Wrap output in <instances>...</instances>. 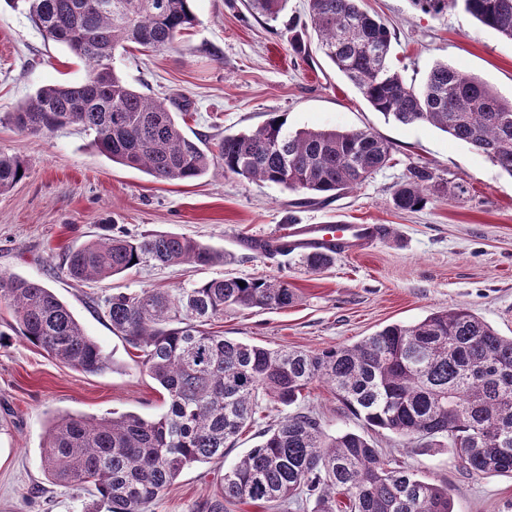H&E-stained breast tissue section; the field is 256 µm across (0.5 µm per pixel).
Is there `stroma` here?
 <instances>
[{
    "label": "stroma",
    "mask_w": 512,
    "mask_h": 512,
    "mask_svg": "<svg viewBox=\"0 0 512 512\" xmlns=\"http://www.w3.org/2000/svg\"><path fill=\"white\" fill-rule=\"evenodd\" d=\"M362 6L389 26L392 59L407 81L421 83L434 62L445 61L512 98V40L459 9L433 17L411 0H363ZM193 12L196 23L177 49L133 48L114 60L132 86L187 102L178 118L187 134L214 141L277 116L290 132L371 131L392 144V160L354 191L310 200L220 170L188 183L161 182L113 163L75 126L47 137L19 134L4 116L41 86L82 81L86 67L66 47L46 41L24 11L0 0V153L28 162L26 177L0 193V273L52 288L114 362L90 374L22 337L0 341V512H82L89 501V492L56 485L45 472L43 446L58 416L154 419L165 411L159 385L136 364L133 349L94 309L91 296L188 288L227 275L278 276L297 294L292 306L228 310L214 330L268 348L319 351L465 305L500 335L512 336V177L429 124L403 125L375 112L319 51L306 25L307 0H288L274 21L250 13L243 0H194ZM296 35L305 53L294 52ZM413 165L463 184L465 194L434 195L415 212L395 209L393 191ZM336 222L386 224L390 232L321 272L298 256L268 258L244 245L291 224ZM155 232L222 250L224 262L143 265L99 283L72 281L60 267L65 252L99 236ZM299 409L319 416L326 434L367 435L422 479L448 486L453 512H512L511 477L467 472L452 448L402 446L390 432L368 429L324 384L314 383ZM257 433L245 429L223 462L184 469L151 512H198L219 493L225 470L258 444Z\"/></svg>",
    "instance_id": "1"
}]
</instances>
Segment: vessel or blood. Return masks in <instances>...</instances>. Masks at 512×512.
Instances as JSON below:
<instances>
[{
    "label": "vessel or blood",
    "instance_id": "b4317fda",
    "mask_svg": "<svg viewBox=\"0 0 512 512\" xmlns=\"http://www.w3.org/2000/svg\"><path fill=\"white\" fill-rule=\"evenodd\" d=\"M387 232L383 224H295L278 234V241L291 244L293 253L306 254L335 250L348 256L381 240Z\"/></svg>",
    "mask_w": 512,
    "mask_h": 512
}]
</instances>
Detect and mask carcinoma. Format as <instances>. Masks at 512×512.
Wrapping results in <instances>:
<instances>
[{"label": "carcinoma", "mask_w": 512, "mask_h": 512, "mask_svg": "<svg viewBox=\"0 0 512 512\" xmlns=\"http://www.w3.org/2000/svg\"><path fill=\"white\" fill-rule=\"evenodd\" d=\"M25 11L43 36L66 47L86 67L83 81L39 88L5 121L17 132L47 136L78 126L112 161L162 182H190L219 167L251 181L310 196L336 197L368 181L391 160L392 146L367 130L283 129L280 118L214 145L186 136L171 106L120 77L116 51L135 44L151 52L177 48L193 27V0H7ZM270 21L288 0H246ZM311 27L324 55L370 106L402 124L428 123L470 145L512 177V99L443 62L420 86L405 81L391 55L392 34L359 0H307ZM437 17L461 9L512 40V0H411ZM28 165L0 154V193L25 177ZM454 195L425 166L408 169L394 206L414 211L429 194ZM336 259L305 254L321 271ZM224 253L192 238L155 233L103 235L66 253L63 269L77 282L104 281L145 264L211 266ZM244 286H239L238 281ZM296 300L275 276L224 277L192 288L143 289L92 299L112 329L137 351L167 411L152 420L59 417L43 447L52 482L93 487L83 512H149L195 463L222 460L227 444L266 418L262 401L292 407L315 382L365 425L403 444L444 438L473 474L512 476V336L500 335L469 307L433 312L413 324L393 323L352 345L321 351L278 349L227 339L208 330L227 309L286 308ZM7 331L86 373L110 365L67 305L44 284L0 274ZM262 441L224 472V487L202 512L231 502L283 510L308 495L313 512H452L448 486L420 479L365 435L325 434L304 412L261 431Z\"/></svg>", "instance_id": "obj_1"}]
</instances>
